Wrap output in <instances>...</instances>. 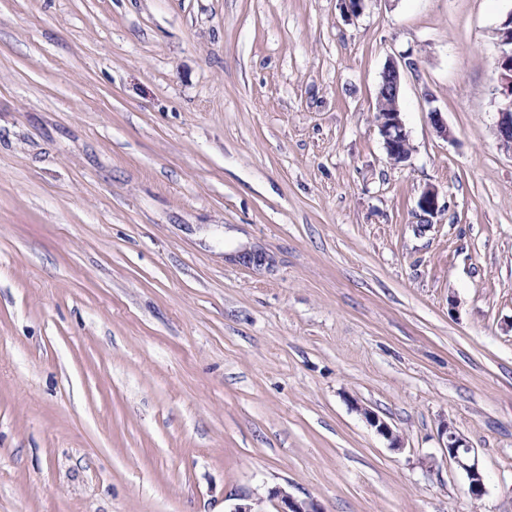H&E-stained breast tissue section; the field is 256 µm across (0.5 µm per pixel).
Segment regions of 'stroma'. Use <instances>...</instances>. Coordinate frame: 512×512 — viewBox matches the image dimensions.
<instances>
[{"label": "stroma", "instance_id": "35a3bbf8", "mask_svg": "<svg viewBox=\"0 0 512 512\" xmlns=\"http://www.w3.org/2000/svg\"><path fill=\"white\" fill-rule=\"evenodd\" d=\"M511 11L0 0V512H512ZM497 71L505 100L498 107L497 131L502 145L512 149V11L497 31ZM404 69L394 60L383 68L378 83L375 122L391 160L404 162L410 154L409 134L399 105ZM440 435L445 439L442 447L444 453L466 472L469 494L474 498L481 497L485 492L484 477L475 461L470 463L472 447L463 436L448 425V422L441 424ZM236 500L228 512H268V504L276 512H324L313 500L296 498L280 486L265 488L263 493L240 495Z\"/></svg>", "mask_w": 512, "mask_h": 512}]
</instances>
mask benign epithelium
<instances>
[{
    "instance_id": "obj_1",
    "label": "benign epithelium",
    "mask_w": 512,
    "mask_h": 512,
    "mask_svg": "<svg viewBox=\"0 0 512 512\" xmlns=\"http://www.w3.org/2000/svg\"><path fill=\"white\" fill-rule=\"evenodd\" d=\"M497 48L498 83L505 97L498 107L497 131L502 145L512 149V12L497 31ZM403 76L404 69L396 61L391 60L385 65L378 83L375 111V122L387 154L397 164L406 161L410 154L409 134L399 105ZM417 206L427 221L436 215L439 205L435 190H424ZM363 415L379 435L390 441L391 448H401L399 436L384 419L368 409L363 410ZM440 435L445 439L444 453L466 472L469 494L474 498L481 497L485 492L484 477L477 464L470 462L472 447L445 422L440 426ZM268 505L275 512H323L314 501L296 498L280 486L267 488L262 493L256 491L241 495L227 512H267L265 507Z\"/></svg>"
}]
</instances>
